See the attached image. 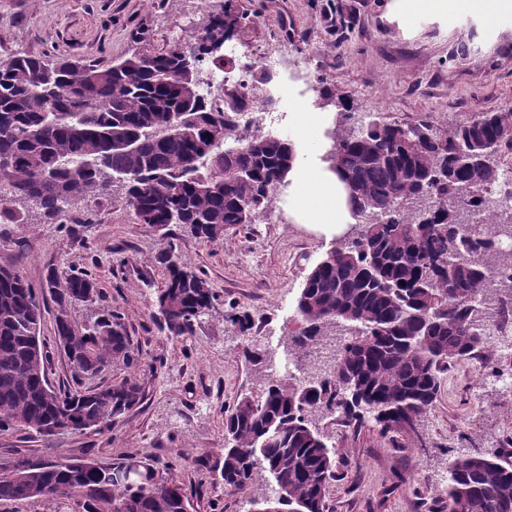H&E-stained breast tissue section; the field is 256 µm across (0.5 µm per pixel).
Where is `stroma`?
<instances>
[{"instance_id":"1","label":"stroma","mask_w":512,"mask_h":512,"mask_svg":"<svg viewBox=\"0 0 512 512\" xmlns=\"http://www.w3.org/2000/svg\"><path fill=\"white\" fill-rule=\"evenodd\" d=\"M232 3L241 18L235 37L220 50L233 87L245 67L263 71L276 54L272 109L284 113L274 136L290 140L301 161L287 192L265 209L277 215L222 236L201 239L184 227L137 221L120 187L91 202H78L61 221L14 205L0 219V266L18 269L39 289L41 334L54 336L58 306L43 287L50 271H85L98 284L94 301L69 305L79 322L117 312L138 361L112 362L83 387L136 379L142 403L111 429L45 437L32 431L0 432V463L24 456L65 463L93 457L109 463L137 455L169 465L193 490L191 512H250L253 501L272 497L275 484L256 482L248 496L230 494L214 469L224 453V419L237 398L261 395L268 360L309 370L288 353L289 323L298 320L296 299L305 275L339 243L335 230L308 224L296 211L304 164L325 170L327 136L335 99L353 111L413 124H462L480 112L512 105V13L490 18L477 9L428 8L404 12L400 0H0V60L18 53L107 68L133 55L168 51L200 32L212 13ZM310 66L317 79L291 81ZM312 116L299 124L295 113ZM205 278L212 309L192 335L163 330L153 300L165 282L166 253ZM248 312L250 335L231 314ZM259 350L256 365L245 347ZM313 424L336 449V478L329 488L332 512H448L449 467L465 453L512 450V356L456 362L441 376L438 399L418 425V439L396 448L374 421L349 427L338 413H311Z\"/></svg>"}]
</instances>
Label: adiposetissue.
<instances>
[{
	"instance_id": "ef3b65f1",
	"label": "adipose tissue",
	"mask_w": 512,
	"mask_h": 512,
	"mask_svg": "<svg viewBox=\"0 0 512 512\" xmlns=\"http://www.w3.org/2000/svg\"><path fill=\"white\" fill-rule=\"evenodd\" d=\"M297 206L313 224H339L349 214L341 194V184L331 172L322 175L311 171L301 186Z\"/></svg>"
}]
</instances>
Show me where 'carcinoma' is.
I'll list each match as a JSON object with an SVG mask.
<instances>
[{
  "label": "carcinoma",
  "mask_w": 512,
  "mask_h": 512,
  "mask_svg": "<svg viewBox=\"0 0 512 512\" xmlns=\"http://www.w3.org/2000/svg\"><path fill=\"white\" fill-rule=\"evenodd\" d=\"M239 24L231 0L203 34L159 54H138L108 68L79 66L17 54L0 61V215L25 195L49 218H60L76 198L89 201L111 188L108 176L129 173L127 202L143 224L179 223L199 238L215 239L227 226L254 223L296 165L292 143L273 135L240 133L246 96L224 94L232 107L213 106L203 86L187 88L186 65L211 63ZM353 126L331 133L329 169L341 175L356 223L340 244L307 273L297 298L305 326L289 337L297 358L312 354L330 330H344L336 360L339 376L315 384L270 378L258 398L237 399L225 421L219 463L224 488L245 496L267 476L272 502L288 512H329L336 478L335 452L308 420L313 410L336 409L348 424L370 415L392 444L394 425L416 433L434 405L440 375L458 360L485 356L491 345L484 297L512 298V280H496L512 265V215L487 196L512 155V107L481 112L444 128L429 120L388 122L377 113L363 121L337 102ZM194 121L181 131L164 127L174 112ZM139 133L136 148L125 141ZM167 278L155 307L167 306L160 325L189 336L212 307L209 284L165 257ZM60 308L55 337L75 387L51 389L46 365L30 356L29 337L41 334L38 295L20 271L0 267V431L34 430L55 421L64 433L103 428L143 399L139 382L81 389L82 374L99 373L114 360L134 362L121 317L110 311L87 327L70 318L69 304L98 295L83 272L47 276ZM511 452L456 458L450 469L448 512H512ZM141 474L120 472L125 459L91 458L66 464L18 457L0 466V501L79 498L82 512H190L184 485L138 458Z\"/></svg>",
  "instance_id": "1"
}]
</instances>
